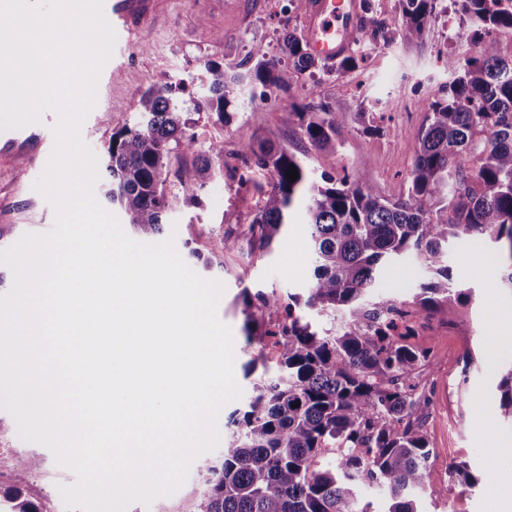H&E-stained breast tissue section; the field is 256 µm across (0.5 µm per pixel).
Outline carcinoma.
<instances>
[{
	"label": "carcinoma",
	"mask_w": 512,
	"mask_h": 512,
	"mask_svg": "<svg viewBox=\"0 0 512 512\" xmlns=\"http://www.w3.org/2000/svg\"><path fill=\"white\" fill-rule=\"evenodd\" d=\"M401 2L403 36L423 39L438 0ZM501 2L465 0L472 38L482 43L480 57L448 56L452 80L428 103L407 193L380 196L360 172L317 178L286 147L241 141L244 159L273 177L249 224L251 242L269 248L289 210L302 205L312 244L311 287L304 300L241 294L246 340H274L279 374L254 384L222 455L204 465L195 512H370L367 504L352 508L357 491L370 486L384 490L386 512H418L414 493L425 486L430 449L415 379L427 355L411 342V319L461 296L448 266V245L457 239L481 235L495 244L501 287L512 290V62L500 57L492 37L512 31V9ZM364 28L389 41L383 23L368 11ZM319 67L306 41L291 33L277 56L254 43L235 63L206 65L207 116L227 125L228 107L243 83L290 90L295 70ZM191 103L148 89L140 98V122L112 134L105 160L110 180L100 191L142 239L163 233L171 204L166 160L174 145L193 147ZM347 118L340 109L302 102L283 113L297 139L315 148H336ZM218 161H224L222 142L209 146L183 182L204 187ZM292 167L299 174L294 181L288 179ZM409 254L431 277L406 310L374 289L382 270ZM301 304L341 313L340 330L313 328L296 313ZM497 391V411L512 422V367ZM1 466L15 474L9 489L0 488L9 512H48L47 503L25 492L36 458H0ZM449 474L478 485L463 462L450 465Z\"/></svg>",
	"instance_id": "1"
}]
</instances>
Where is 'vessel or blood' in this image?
<instances>
[{
  "instance_id": "b4317fda",
  "label": "vessel or blood",
  "mask_w": 512,
  "mask_h": 512,
  "mask_svg": "<svg viewBox=\"0 0 512 512\" xmlns=\"http://www.w3.org/2000/svg\"><path fill=\"white\" fill-rule=\"evenodd\" d=\"M172 0H104V14L116 32L112 61L106 62L98 83L111 85L119 69L115 59L125 57L141 39L151 34L169 11ZM356 0H305V39L310 51L333 61L350 48L358 31ZM53 152L52 131L41 123L0 131V160H12L22 168L35 167Z\"/></svg>"
}]
</instances>
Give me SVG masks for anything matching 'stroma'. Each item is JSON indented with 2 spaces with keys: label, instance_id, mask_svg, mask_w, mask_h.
<instances>
[{
  "label": "stroma",
  "instance_id": "stroma-1",
  "mask_svg": "<svg viewBox=\"0 0 512 512\" xmlns=\"http://www.w3.org/2000/svg\"><path fill=\"white\" fill-rule=\"evenodd\" d=\"M445 4L446 12L433 17L423 40L413 42L398 36L400 0H370L373 14L395 33L394 43L383 44L359 30L351 50L366 54L365 64L314 76L297 73L292 92L273 90L264 99L242 88L229 125L194 115L191 131L196 149H172L165 185L172 206L164 217L163 235L173 238L176 251L197 275L223 283L218 316L233 331L234 374L242 397L221 409L217 421L221 436L229 435V419L244 407L254 382L276 372L272 361L251 372L246 369L261 348L245 340L240 295L247 289L307 296L310 241L304 212L293 209L272 251L250 249L248 226L263 204V189L272 181L270 172H255L252 186L246 188L219 172L199 189L182 186L184 170L216 141L224 144L225 160L236 161L241 140L254 136L288 147L314 173L364 172L380 195L406 192L427 104L441 95L449 80L443 66L446 54L475 58L480 53L455 0ZM285 5L286 0H226L217 10L211 0H176L168 24L153 34L146 48L132 50L124 79L98 94L80 127L82 141L96 155H103L114 130L138 122L139 99L147 89L165 91L182 84L201 100L208 94L206 62L237 61L253 41L278 52L289 31L304 30L302 14L287 11ZM308 96L329 109L350 112L335 149L321 150L291 138L282 114L292 102ZM369 124L379 126L377 135L364 134ZM40 174L37 168L25 173L8 167L0 170V250L13 246L23 234L52 229L55 209L33 188ZM227 234L237 236V246L218 251L216 242ZM448 264L463 299L440 305L429 316L431 329L413 339L428 355L418 383L427 402L424 430L431 448L418 505L421 512H512V502L503 497L512 490V459L497 460L492 454L496 448H512V424L495 413L496 385L504 366L512 363V346L496 344L497 336L505 332L499 314L512 308V291L499 287L498 257L484 237L453 242ZM427 279L421 262L408 256L387 268L377 290L409 303ZM0 424L13 447L39 462L40 479L29 484V495L45 498L51 512H65L58 487L74 483L73 472L59 465L46 447L22 440L7 411L0 410ZM460 461L474 473L490 469L494 476L474 487L451 486L448 467ZM202 483L198 466H191L186 481L171 496L149 507L133 504L129 512H195Z\"/></svg>",
  "mask_w": 512,
  "mask_h": 512
}]
</instances>
